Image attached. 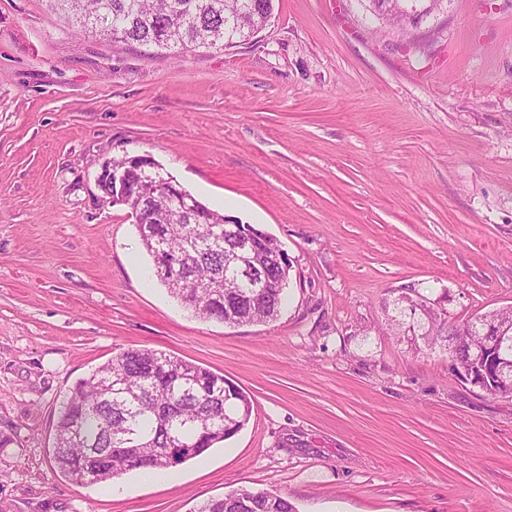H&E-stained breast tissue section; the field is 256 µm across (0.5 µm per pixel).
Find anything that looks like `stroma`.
I'll return each instance as SVG.
<instances>
[{
    "label": "stroma",
    "instance_id": "stroma-1",
    "mask_svg": "<svg viewBox=\"0 0 512 512\" xmlns=\"http://www.w3.org/2000/svg\"><path fill=\"white\" fill-rule=\"evenodd\" d=\"M150 154L273 236L288 303L229 327L158 281L104 160ZM512 305V0H444L400 30L369 0H275L224 51L71 34L0 0V512H195L246 487L297 512H512V398L402 323ZM128 348L224 375L248 425L176 469L79 486L58 407Z\"/></svg>",
    "mask_w": 512,
    "mask_h": 512
}]
</instances>
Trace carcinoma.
<instances>
[{
	"instance_id": "1",
	"label": "carcinoma",
	"mask_w": 512,
	"mask_h": 512,
	"mask_svg": "<svg viewBox=\"0 0 512 512\" xmlns=\"http://www.w3.org/2000/svg\"><path fill=\"white\" fill-rule=\"evenodd\" d=\"M76 34L112 37L123 42L185 52L211 49V40L231 48L273 15L274 0H47ZM442 0H371V10L406 30L405 11L427 15ZM127 171L138 210L133 224H154L159 239L138 241L152 261L154 276L172 298L196 316L226 325L268 323L286 304L284 288H261L237 270H225L224 257L243 250L255 263L253 272L267 282L287 278L276 240L250 224L240 231L255 234L248 242L224 231V214L209 208L190 191L183 194L197 214L180 218L166 192L142 182L139 169L123 157L113 158ZM182 253L176 268L164 258ZM512 322V307L450 323L435 309H419L410 328L428 346L444 337L456 367L480 373L476 358L482 319ZM253 405L237 385L198 364L162 351L127 349L75 382L62 402L56 424L53 459L59 471L77 484L111 483L133 471L166 474L240 432ZM195 512H296L285 496L240 488L211 499Z\"/></svg>"
}]
</instances>
